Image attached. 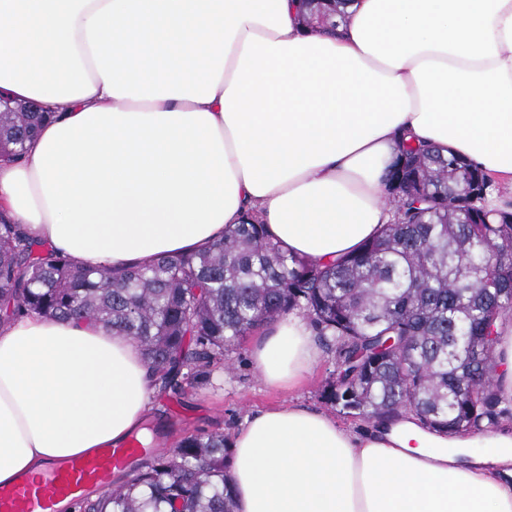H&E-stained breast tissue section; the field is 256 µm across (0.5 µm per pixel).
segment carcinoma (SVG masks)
<instances>
[{"label":"carcinoma","mask_w":512,"mask_h":512,"mask_svg":"<svg viewBox=\"0 0 512 512\" xmlns=\"http://www.w3.org/2000/svg\"><path fill=\"white\" fill-rule=\"evenodd\" d=\"M51 116L0 113V159ZM471 162L406 144L386 175L390 219L334 263L288 253L253 216L206 249L115 274L86 269L0 216V326L88 319L140 345L160 393L209 374L224 351L295 313L335 348L325 402L364 419L419 418L439 433L494 422L495 340L512 319V212L486 205ZM222 432L184 436L79 512H234Z\"/></svg>","instance_id":"obj_1"}]
</instances>
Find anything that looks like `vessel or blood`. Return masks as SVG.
I'll use <instances>...</instances> for the list:
<instances>
[{
	"instance_id": "1",
	"label": "vessel or blood",
	"mask_w": 512,
	"mask_h": 512,
	"mask_svg": "<svg viewBox=\"0 0 512 512\" xmlns=\"http://www.w3.org/2000/svg\"><path fill=\"white\" fill-rule=\"evenodd\" d=\"M143 454V449L134 444L105 447L38 476L0 486V512H57L62 500L111 485L117 471L129 468Z\"/></svg>"
}]
</instances>
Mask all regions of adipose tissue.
Segmentation results:
<instances>
[{
	"label": "adipose tissue",
	"instance_id": "ef3b65f1",
	"mask_svg": "<svg viewBox=\"0 0 512 512\" xmlns=\"http://www.w3.org/2000/svg\"><path fill=\"white\" fill-rule=\"evenodd\" d=\"M314 29L302 0H0V97L53 112L0 213L83 265L202 248L245 214L322 263L376 236L400 140L512 187V0H350ZM252 356L294 389L317 359L298 316ZM151 372L88 321L0 327V485L142 436ZM235 512H512V427L356 431L288 402L229 443Z\"/></svg>",
	"mask_w": 512,
	"mask_h": 512
}]
</instances>
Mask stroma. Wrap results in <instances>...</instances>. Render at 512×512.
Listing matches in <instances>:
<instances>
[{
    "mask_svg": "<svg viewBox=\"0 0 512 512\" xmlns=\"http://www.w3.org/2000/svg\"><path fill=\"white\" fill-rule=\"evenodd\" d=\"M255 336H247L225 353L223 365L214 367L210 378L169 395L150 391L149 423L157 428L153 444L159 453L176 447L192 433L221 432L232 436L258 410L294 400L316 410L325 409L322 390L336 368L335 354L320 346L316 363L301 388L293 393L268 388L252 364Z\"/></svg>",
    "mask_w": 512,
    "mask_h": 512,
    "instance_id": "stroma-1",
    "label": "stroma"
}]
</instances>
